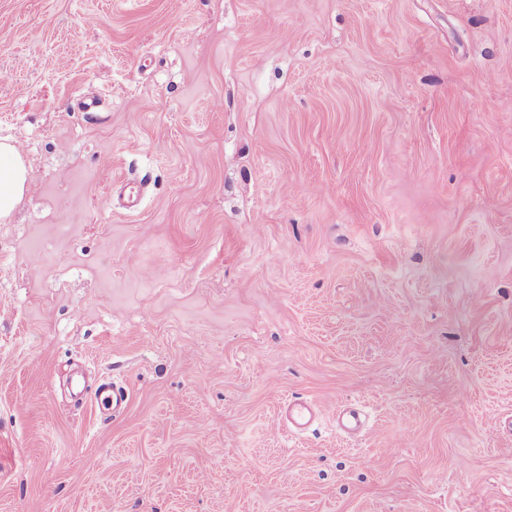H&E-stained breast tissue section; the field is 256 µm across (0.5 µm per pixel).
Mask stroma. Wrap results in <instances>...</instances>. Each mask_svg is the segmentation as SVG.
<instances>
[{
    "label": "stroma",
    "mask_w": 512,
    "mask_h": 512,
    "mask_svg": "<svg viewBox=\"0 0 512 512\" xmlns=\"http://www.w3.org/2000/svg\"><path fill=\"white\" fill-rule=\"evenodd\" d=\"M1 137L0 512H512V0H0ZM28 170L16 145L0 139V223L6 224L26 191ZM319 411V406L303 401H288L285 405L288 424L299 431L307 429L316 420Z\"/></svg>",
    "instance_id": "35a3bbf8"
}]
</instances>
